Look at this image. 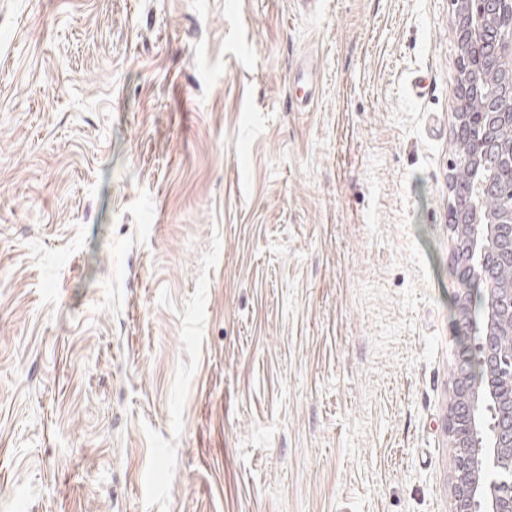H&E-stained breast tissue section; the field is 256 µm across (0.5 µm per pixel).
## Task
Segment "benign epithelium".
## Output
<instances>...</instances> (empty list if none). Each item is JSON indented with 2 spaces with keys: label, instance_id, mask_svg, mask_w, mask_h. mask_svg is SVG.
<instances>
[{
  "label": "benign epithelium",
  "instance_id": "benign-epithelium-1",
  "mask_svg": "<svg viewBox=\"0 0 512 512\" xmlns=\"http://www.w3.org/2000/svg\"><path fill=\"white\" fill-rule=\"evenodd\" d=\"M458 47L457 128L480 136L457 143L449 189L452 260L463 283L456 296L460 360L476 364L451 382L448 438L455 448L451 512H512V0H449ZM495 184L491 206L478 188ZM483 319L464 327L477 300ZM491 409V437L479 436Z\"/></svg>",
  "mask_w": 512,
  "mask_h": 512
}]
</instances>
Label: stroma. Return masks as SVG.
<instances>
[{"label":"stroma","instance_id":"35a3bbf8","mask_svg":"<svg viewBox=\"0 0 512 512\" xmlns=\"http://www.w3.org/2000/svg\"><path fill=\"white\" fill-rule=\"evenodd\" d=\"M450 19L0 0V512H450Z\"/></svg>","mask_w":512,"mask_h":512}]
</instances>
